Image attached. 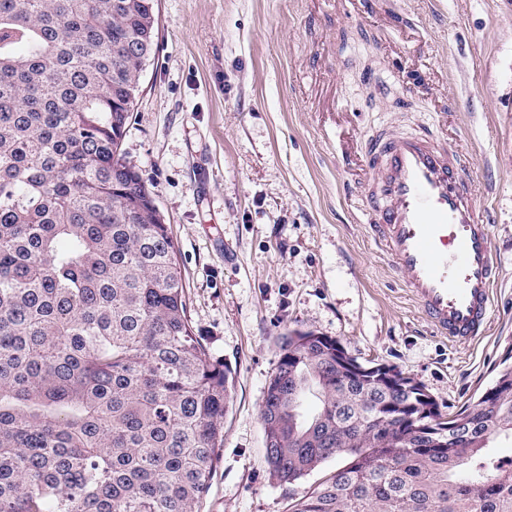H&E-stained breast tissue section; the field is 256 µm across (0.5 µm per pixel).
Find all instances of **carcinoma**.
<instances>
[{"mask_svg": "<svg viewBox=\"0 0 512 512\" xmlns=\"http://www.w3.org/2000/svg\"><path fill=\"white\" fill-rule=\"evenodd\" d=\"M155 0H0V512H201L231 369L195 335L177 248L121 158ZM260 405L291 512H512V364L453 419L352 379L294 329ZM320 402L302 412L306 394Z\"/></svg>", "mask_w": 512, "mask_h": 512, "instance_id": "cac0c4a2", "label": "carcinoma"}]
</instances>
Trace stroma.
<instances>
[{
    "label": "stroma",
    "mask_w": 512,
    "mask_h": 512,
    "mask_svg": "<svg viewBox=\"0 0 512 512\" xmlns=\"http://www.w3.org/2000/svg\"><path fill=\"white\" fill-rule=\"evenodd\" d=\"M122 140L179 251L196 336L232 371L202 512H289L260 405L292 329L394 367L452 414L512 347V0H157ZM460 157L497 266L485 336L434 332L374 241L364 158L380 136Z\"/></svg>",
    "instance_id": "stroma-1"
}]
</instances>
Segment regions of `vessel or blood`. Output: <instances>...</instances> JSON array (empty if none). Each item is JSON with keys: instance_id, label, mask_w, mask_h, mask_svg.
<instances>
[{"instance_id": "obj_1", "label": "vessel or blood", "mask_w": 512, "mask_h": 512, "mask_svg": "<svg viewBox=\"0 0 512 512\" xmlns=\"http://www.w3.org/2000/svg\"><path fill=\"white\" fill-rule=\"evenodd\" d=\"M369 221L433 330L470 341L487 325L496 279L490 227L446 152L418 137L376 140Z\"/></svg>"}]
</instances>
